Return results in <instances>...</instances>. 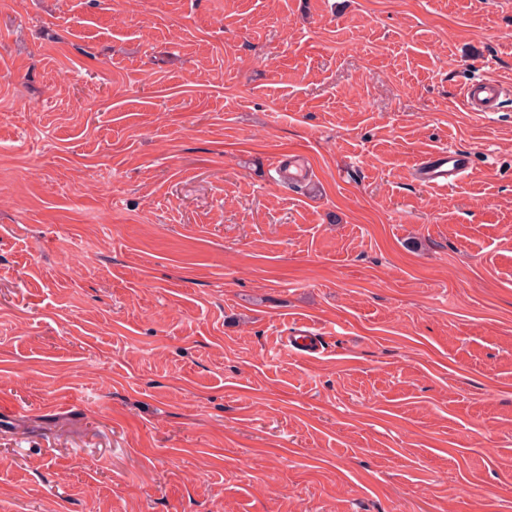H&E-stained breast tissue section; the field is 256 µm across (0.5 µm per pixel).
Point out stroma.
Returning <instances> with one entry per match:
<instances>
[{"label":"stroma","mask_w":512,"mask_h":512,"mask_svg":"<svg viewBox=\"0 0 512 512\" xmlns=\"http://www.w3.org/2000/svg\"><path fill=\"white\" fill-rule=\"evenodd\" d=\"M1 71L0 512H512V0H0ZM511 87L487 79H474L463 90L465 105L473 112H493L500 99L510 93ZM471 165L470 156L437 149L429 153L417 169L418 179L434 189H445L459 181ZM282 343L287 344L295 352L311 355L318 353L322 348L323 336H316L308 325L300 323L292 327L291 336H287Z\"/></svg>","instance_id":"35a3bbf8"}]
</instances>
